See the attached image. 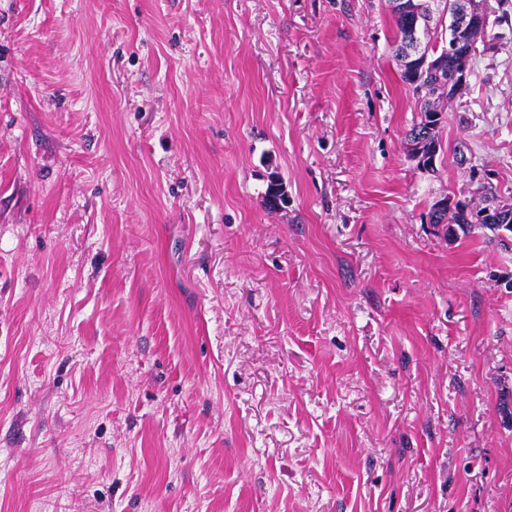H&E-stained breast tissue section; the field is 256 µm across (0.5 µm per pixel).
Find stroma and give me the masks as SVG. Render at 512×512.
I'll use <instances>...</instances> for the list:
<instances>
[{
  "label": "stroma",
  "instance_id": "stroma-1",
  "mask_svg": "<svg viewBox=\"0 0 512 512\" xmlns=\"http://www.w3.org/2000/svg\"><path fill=\"white\" fill-rule=\"evenodd\" d=\"M486 6L425 170L387 0H0V512H512ZM468 205L460 204V202H456L454 205V209L451 213V221L448 222V216L442 215L437 219H434V224L439 225L443 224L442 230H444L446 236L448 234H452V237H457L458 230L463 233L470 232L472 229V224H482L479 228L481 230H487L491 233V235L485 234L486 238L492 241H502L496 233V227L492 224L498 225L500 228V235L502 238H507L508 236H512V201L511 200H502V199H494L487 203L486 208L482 209L477 213L472 219H470V224L468 223L467 217L468 214L477 209H469L467 212L466 209ZM451 223V224H448ZM455 226L457 228H455Z\"/></svg>",
  "mask_w": 512,
  "mask_h": 512
}]
</instances>
